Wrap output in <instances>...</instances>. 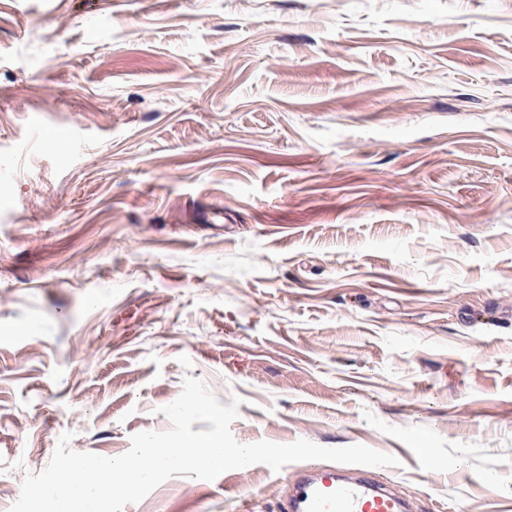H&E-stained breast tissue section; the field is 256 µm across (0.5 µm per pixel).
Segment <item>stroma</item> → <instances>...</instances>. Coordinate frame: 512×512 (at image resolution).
<instances>
[{
    "instance_id": "obj_1",
    "label": "stroma",
    "mask_w": 512,
    "mask_h": 512,
    "mask_svg": "<svg viewBox=\"0 0 512 512\" xmlns=\"http://www.w3.org/2000/svg\"><path fill=\"white\" fill-rule=\"evenodd\" d=\"M188 376L241 443L512 512V0H0V512ZM297 469L123 512H284Z\"/></svg>"
}]
</instances>
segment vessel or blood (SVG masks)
<instances>
[{
  "label": "vessel or blood",
  "mask_w": 512,
  "mask_h": 512,
  "mask_svg": "<svg viewBox=\"0 0 512 512\" xmlns=\"http://www.w3.org/2000/svg\"><path fill=\"white\" fill-rule=\"evenodd\" d=\"M288 512H406L405 501L378 485L366 467L346 477L338 466H304L288 498Z\"/></svg>",
  "instance_id": "1"
}]
</instances>
